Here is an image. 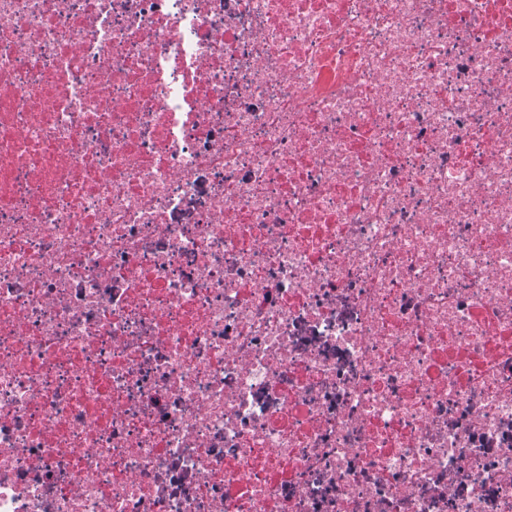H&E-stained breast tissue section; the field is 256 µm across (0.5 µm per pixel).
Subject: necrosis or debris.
<instances>
[{"label":"necrosis or debris","instance_id":"4bbe7bcc","mask_svg":"<svg viewBox=\"0 0 512 512\" xmlns=\"http://www.w3.org/2000/svg\"><path fill=\"white\" fill-rule=\"evenodd\" d=\"M0 512H512V0H0Z\"/></svg>","mask_w":512,"mask_h":512}]
</instances>
